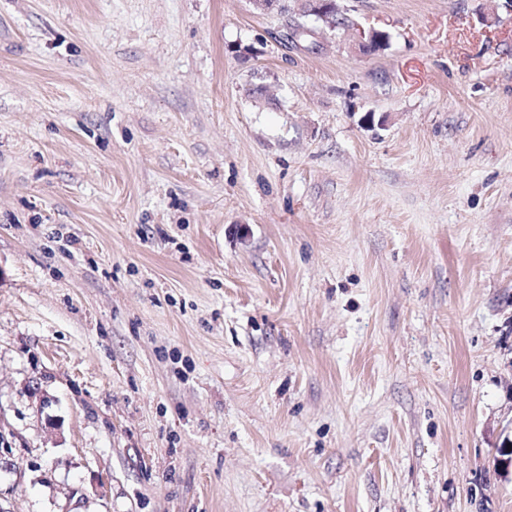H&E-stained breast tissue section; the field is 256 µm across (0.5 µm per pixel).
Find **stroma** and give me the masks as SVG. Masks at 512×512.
<instances>
[{"label": "stroma", "instance_id": "1", "mask_svg": "<svg viewBox=\"0 0 512 512\" xmlns=\"http://www.w3.org/2000/svg\"><path fill=\"white\" fill-rule=\"evenodd\" d=\"M343 5L0 0V512H512V7ZM288 2L300 3V14L314 17L315 22L321 23L332 31L336 30V18L344 12L343 9H339L338 0H291Z\"/></svg>", "mask_w": 512, "mask_h": 512}]
</instances>
